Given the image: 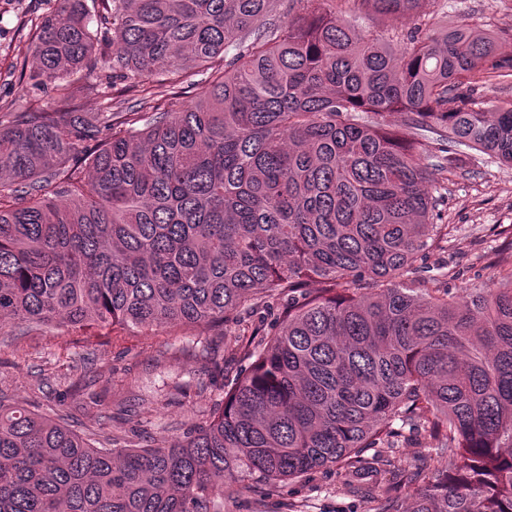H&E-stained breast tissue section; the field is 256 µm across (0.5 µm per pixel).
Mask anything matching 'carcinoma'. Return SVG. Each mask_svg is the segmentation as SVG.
<instances>
[{
    "label": "carcinoma",
    "mask_w": 512,
    "mask_h": 512,
    "mask_svg": "<svg viewBox=\"0 0 512 512\" xmlns=\"http://www.w3.org/2000/svg\"><path fill=\"white\" fill-rule=\"evenodd\" d=\"M57 2L19 64L51 105L0 113V323H231L248 366L173 446L97 447L0 398V512H224L248 478L334 466L384 512H512V268L462 296L415 267L448 241L426 184L466 149L512 164V104L480 106L512 34L443 8L406 29L419 0H356L392 38L350 0ZM189 68L201 98L143 111ZM98 70L106 107L81 112ZM406 428L433 469L400 471L404 509L368 451ZM96 76L75 84V98L83 112H100L105 107L106 100L98 92L89 88V85H96Z\"/></svg>",
    "instance_id": "1"
}]
</instances>
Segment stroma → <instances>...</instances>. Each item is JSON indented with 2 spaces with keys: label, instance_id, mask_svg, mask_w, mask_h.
Wrapping results in <instances>:
<instances>
[{
  "label": "stroma",
  "instance_id": "1",
  "mask_svg": "<svg viewBox=\"0 0 512 512\" xmlns=\"http://www.w3.org/2000/svg\"><path fill=\"white\" fill-rule=\"evenodd\" d=\"M458 21L498 34H512V0H419L417 13L440 6ZM48 0H0V106L17 112L47 103L52 94L20 80L10 66L29 53L25 27L49 9ZM437 198L434 221L448 227V244L416 263L428 277L444 268L448 284L465 292L474 280H492L512 267V164L477 150L462 154L448 180L429 184ZM234 327L202 332L198 327L158 328L133 335L74 333L39 328L19 335L0 327V392L13 404L50 415L112 447L145 446L182 439L224 400V385L240 364L216 373L233 343ZM383 512V500L341 489L336 470L318 471L289 491L262 483L224 503V512Z\"/></svg>",
  "mask_w": 512,
  "mask_h": 512
}]
</instances>
